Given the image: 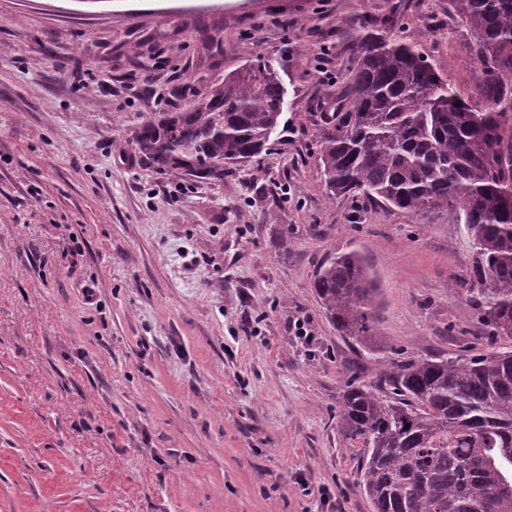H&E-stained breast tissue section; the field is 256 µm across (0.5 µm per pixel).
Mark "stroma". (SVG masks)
<instances>
[{"instance_id": "obj_1", "label": "stroma", "mask_w": 512, "mask_h": 512, "mask_svg": "<svg viewBox=\"0 0 512 512\" xmlns=\"http://www.w3.org/2000/svg\"><path fill=\"white\" fill-rule=\"evenodd\" d=\"M372 22L472 97L449 0H0V512H372L346 384L512 352L467 299L463 225L326 197L321 120ZM253 53L286 90L269 149L220 179L141 159L143 122ZM349 251L372 358L312 287Z\"/></svg>"}]
</instances>
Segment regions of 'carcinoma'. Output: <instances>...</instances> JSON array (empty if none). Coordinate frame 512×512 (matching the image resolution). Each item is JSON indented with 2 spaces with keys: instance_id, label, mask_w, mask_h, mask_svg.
Returning <instances> with one entry per match:
<instances>
[{
  "instance_id": "1",
  "label": "carcinoma",
  "mask_w": 512,
  "mask_h": 512,
  "mask_svg": "<svg viewBox=\"0 0 512 512\" xmlns=\"http://www.w3.org/2000/svg\"><path fill=\"white\" fill-rule=\"evenodd\" d=\"M450 2L488 111L456 105L419 50L423 34L368 23L319 129L321 176L332 200L356 195L465 225L468 298L493 335L512 337V0ZM285 96L276 66L256 54L188 108L144 123L136 148L177 174L222 178L271 143ZM313 288L338 333L376 352L379 288L363 257L332 258ZM339 423L367 449L359 483L373 512H512V352L391 363L377 386L348 383Z\"/></svg>"
}]
</instances>
